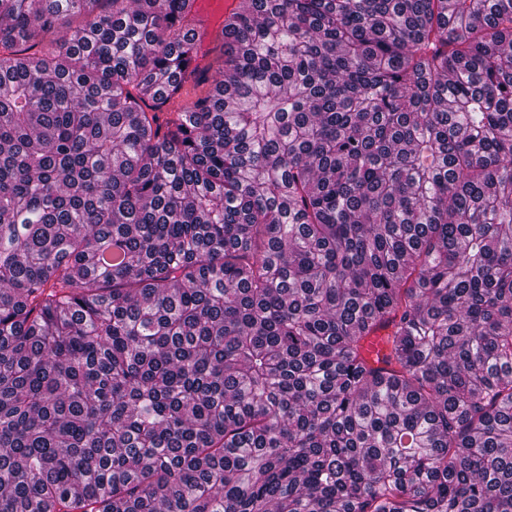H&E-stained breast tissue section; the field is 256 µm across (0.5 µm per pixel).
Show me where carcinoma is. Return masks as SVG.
<instances>
[{
  "label": "carcinoma",
  "mask_w": 512,
  "mask_h": 512,
  "mask_svg": "<svg viewBox=\"0 0 512 512\" xmlns=\"http://www.w3.org/2000/svg\"><path fill=\"white\" fill-rule=\"evenodd\" d=\"M250 4L0 0V512H512V0ZM195 5V12L199 18L203 31H210V25L218 20V15L224 14V19L230 15L235 9L236 1H238L237 7H248L250 0H193ZM223 23H220V29L213 34L209 40L204 53L205 64L212 63L214 59V47L216 45L217 36L221 33Z\"/></svg>",
  "instance_id": "1"
}]
</instances>
